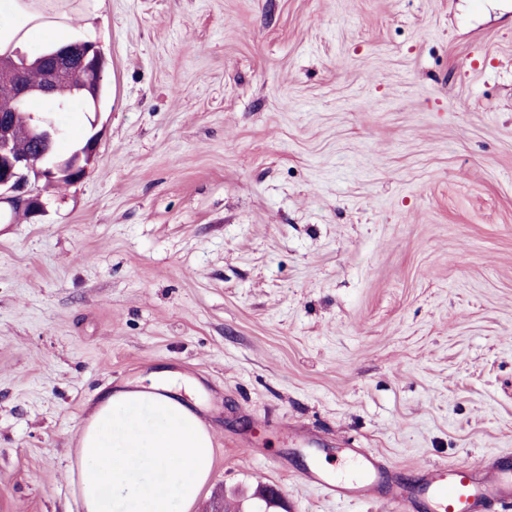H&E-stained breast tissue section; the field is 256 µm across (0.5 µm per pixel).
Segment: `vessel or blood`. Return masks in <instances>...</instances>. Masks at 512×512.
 Instances as JSON below:
<instances>
[{"label":"vessel or blood","mask_w":512,"mask_h":512,"mask_svg":"<svg viewBox=\"0 0 512 512\" xmlns=\"http://www.w3.org/2000/svg\"><path fill=\"white\" fill-rule=\"evenodd\" d=\"M310 462L302 478L326 498L339 502L388 501L401 512H488L495 503L512 504V455L501 453L487 465L437 464L413 481L394 479L369 448L332 450L335 466L308 449Z\"/></svg>","instance_id":"vessel-or-blood-1"}]
</instances>
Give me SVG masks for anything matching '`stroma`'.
I'll return each instance as SVG.
<instances>
[{
    "label": "stroma",
    "instance_id": "obj_1",
    "mask_svg": "<svg viewBox=\"0 0 512 512\" xmlns=\"http://www.w3.org/2000/svg\"><path fill=\"white\" fill-rule=\"evenodd\" d=\"M95 10L92 29L84 14ZM89 175L0 203V512H84L100 394L200 382L215 496L323 498L288 430L397 476L512 450V0H73Z\"/></svg>",
    "mask_w": 512,
    "mask_h": 512
}]
</instances>
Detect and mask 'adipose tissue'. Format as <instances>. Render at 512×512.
<instances>
[{
  "instance_id": "ef3b65f1",
  "label": "adipose tissue",
  "mask_w": 512,
  "mask_h": 512,
  "mask_svg": "<svg viewBox=\"0 0 512 512\" xmlns=\"http://www.w3.org/2000/svg\"><path fill=\"white\" fill-rule=\"evenodd\" d=\"M65 0H0V54L38 32L73 41ZM178 376L105 391L80 434L77 479L86 512H189L213 468V434Z\"/></svg>"
}]
</instances>
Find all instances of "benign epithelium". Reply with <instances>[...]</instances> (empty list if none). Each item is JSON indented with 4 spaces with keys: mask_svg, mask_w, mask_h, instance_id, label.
<instances>
[{
    "mask_svg": "<svg viewBox=\"0 0 512 512\" xmlns=\"http://www.w3.org/2000/svg\"><path fill=\"white\" fill-rule=\"evenodd\" d=\"M73 52L72 47L66 46L42 54L41 80L36 85L30 83L24 67L8 66V89L17 101L24 102L32 95H40L50 103V109L35 117L27 131L28 138L39 144L41 153L50 156V161L41 167L33 165L29 156L14 150L12 118L0 112V203L25 209L32 217L44 212V203L31 189V180L78 183L87 177L97 155L96 134L82 148L66 156L52 154L53 144L61 134L55 115L66 108L65 103L52 97L53 86L60 80L82 75L89 66L96 70L105 66L101 51L91 46L77 57Z\"/></svg>",
    "mask_w": 512,
    "mask_h": 512,
    "instance_id": "1",
    "label": "benign epithelium"
}]
</instances>
